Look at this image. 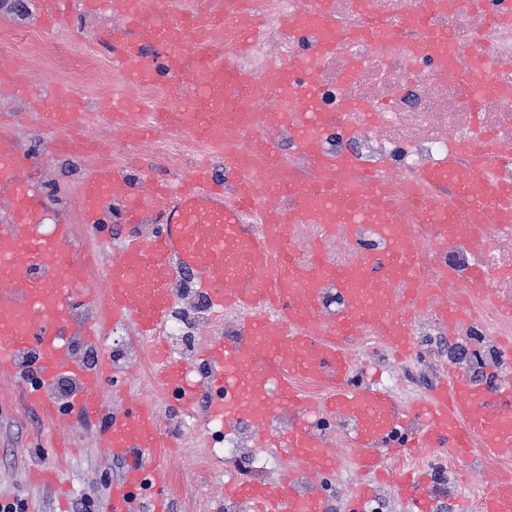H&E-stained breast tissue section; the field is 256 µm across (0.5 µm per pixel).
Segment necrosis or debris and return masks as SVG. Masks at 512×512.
<instances>
[{
  "instance_id": "1",
  "label": "necrosis or debris",
  "mask_w": 512,
  "mask_h": 512,
  "mask_svg": "<svg viewBox=\"0 0 512 512\" xmlns=\"http://www.w3.org/2000/svg\"><path fill=\"white\" fill-rule=\"evenodd\" d=\"M231 2V15L257 17L264 24L248 54H237L232 42H225L224 54L238 69L259 78L271 61L296 55L297 45L282 41L281 30L307 9L309 0ZM334 2L336 27L358 32L371 15L400 33L341 42L318 62L316 76L326 93V121L332 130L324 148L368 159L386 195L405 213H412L418 199L455 203L457 185L425 182L420 175L477 130L512 151V23L490 20L494 9L512 13V0H457L454 8L436 7L433 23L451 37L448 58L439 62L420 40L415 0H368L364 13L354 0ZM478 61L489 88L474 97L462 84V72ZM414 229V261L423 278L435 276L444 254L458 265L483 264L496 305L486 304L461 280L449 281L448 300L479 311L480 336L498 342L511 338L512 320L501 317L496 306L512 304V229L480 225L467 248L441 247L439 225L418 223Z\"/></svg>"
}]
</instances>
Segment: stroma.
I'll use <instances>...</instances> for the list:
<instances>
[{"instance_id":"stroma-1","label":"stroma","mask_w":512,"mask_h":512,"mask_svg":"<svg viewBox=\"0 0 512 512\" xmlns=\"http://www.w3.org/2000/svg\"><path fill=\"white\" fill-rule=\"evenodd\" d=\"M38 10V0H0V58L7 59L10 69L19 77L47 76L52 83L72 89L83 105L93 148L79 155L57 150L55 133L39 122L42 98L22 96L8 89L0 92V134L14 141L20 151L37 158V165L29 173L45 194L47 224H71L76 241L106 260L129 235L147 238L157 227L152 223L133 227L124 224L122 205L117 201L112 203L106 222L98 230L82 224L77 197L88 170L95 163L109 162L140 184L151 176L173 179L177 173L160 158L128 151L117 131L100 119L99 103L103 98L116 96L152 106H171L182 101L186 92L171 82L137 88L123 80L98 43L103 33L121 27L123 19L118 13L88 12L79 7L70 28L47 31L38 22ZM461 339L458 333L443 336L422 358L407 362L383 350L355 345L351 348L355 373L364 381L381 386L392 376L419 374L422 386L402 387L397 396L399 403L408 408L430 395L441 379L432 369L433 361L448 359L450 350ZM100 341L97 348L78 339L72 340L70 346L71 355L87 365L94 364L98 349H105L125 379L120 398L104 392V416L95 424H87L75 415L65 423H53L27 403L17 380L0 377V499L21 497L27 502L28 512H104L112 484L125 468L123 462L112 458L100 440L108 427L107 416L147 401L152 403L161 425V445L152 450L151 457L166 463L172 472V482L164 491L170 512H248L246 505L225 503V481L270 479L282 472V465L268 463L269 451L265 448L252 449L250 454L229 464L223 456L208 457L214 443L202 428L205 398H198L193 416L188 417L183 415L175 396L145 386L138 375L139 364L128 359L140 341L132 327L105 324ZM466 352L472 367L468 380L483 386L512 382V368H502L492 361L489 344L471 341ZM329 430L337 468L323 475L317 487L331 495L333 512H347V499L357 480L353 450L346 441L349 427L336 418L331 420ZM432 456L443 458L446 463L436 486L442 505L453 508L462 500L466 503L465 512H478L479 501L491 480L503 472H512V458L479 454L460 460L449 456L444 448L391 453L386 463L391 471L399 473L427 464ZM34 468L53 471L55 483L32 480L30 471Z\"/></svg>"}]
</instances>
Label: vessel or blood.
<instances>
[{
  "instance_id": "1",
  "label": "vessel or blood",
  "mask_w": 512,
  "mask_h": 512,
  "mask_svg": "<svg viewBox=\"0 0 512 512\" xmlns=\"http://www.w3.org/2000/svg\"><path fill=\"white\" fill-rule=\"evenodd\" d=\"M197 3L198 10L176 14L170 0H83L86 10L125 15L124 26L105 35L103 43L126 82L152 86L164 76L191 88L190 97L169 112H136L128 103L109 102L104 120L135 143L177 131L224 154L223 179H216L212 164L205 163L192 168L180 186L155 181L146 192L111 164L89 171L78 195L83 223L100 226L115 199L123 203L124 223L141 224L155 215L164 223L151 238L125 240L107 262L103 292L88 286L90 266L74 244L71 225L43 232L44 200L31 180L19 176L13 144L0 142V197L8 202L0 219V373L17 375L24 358L34 357L40 380L26 383V401L54 420L70 411L85 422L97 421L99 394L116 370L105 352L92 366L72 361L65 325L74 296L103 307L113 322L131 325L139 336L154 340L155 387L172 393L185 407L207 392V422H247L256 445L287 449L289 467L278 480L225 482V500L248 504L251 512H326L325 498L305 488L302 478L336 467L324 428L330 418H341L350 427L349 443L357 450L355 465L363 477L350 500L359 505L375 498L378 483L391 481L383 455L387 449L413 451L436 444L467 458L475 429L485 455L511 458V385L486 391L444 380L429 399L409 409L391 391L354 379L350 348L363 327H371L376 341L395 357L408 359L419 313L430 306L443 325L467 322L468 309L447 302L448 282L463 275L479 291L486 273L474 262L463 270L443 268L438 281L421 277L410 253L411 229L390 219L379 179L350 182L347 175L360 166V159L321 148L325 126L315 61L340 38L328 24L329 0H313L311 10L286 32L290 40L311 37L310 51L272 63L258 81L236 70L222 52L228 39L240 51L252 46L257 23L241 18L228 32L226 0ZM40 10L47 26L64 25L73 18V0H40ZM5 84L43 95L41 121L59 132L58 148L82 152L84 115L76 111L70 88L59 85L47 92L39 81H21L1 69L0 86ZM256 92L279 97L278 110L246 107V97ZM282 128L313 158L322 182L310 187L289 182L283 157L269 136ZM476 144L479 151L468 174L449 159L424 175L428 182H465L459 205L471 223L457 225L447 209L416 205L422 218L448 227L458 246L474 238L477 221H512V183L480 178L484 169L511 166L512 157L487 137ZM257 170L265 173L260 187L252 178ZM288 194L296 204L287 209L277 200ZM310 222L321 224L327 234L343 232L352 248L358 245L357 223L372 224L383 251L354 270L331 266L318 246L300 257L291 232L294 225ZM183 272L193 273L216 315L237 316L235 335L213 336L201 345L199 359L208 369L201 387L159 341L173 311L176 278ZM329 283L341 298L332 313L324 309ZM64 373L78 383L76 398L66 409L49 394L52 382ZM302 379L315 385L317 395L299 387ZM281 409L292 417L283 434L270 430ZM412 420L417 429L409 428ZM102 441L114 458L127 464L112 485L109 512H138L140 494L147 489L154 493L152 512H168L162 492L170 483V469L146 458L159 441L153 406L142 403L134 412L113 414ZM393 483L411 512H435L428 471L408 473ZM480 512H512L511 476L491 483Z\"/></svg>"
}]
</instances>
